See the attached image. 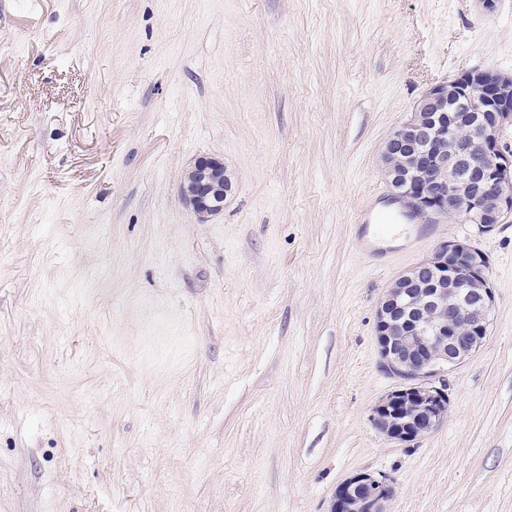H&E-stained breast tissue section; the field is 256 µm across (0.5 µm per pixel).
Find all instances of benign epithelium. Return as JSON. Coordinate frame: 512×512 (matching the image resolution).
Returning a JSON list of instances; mask_svg holds the SVG:
<instances>
[{
	"mask_svg": "<svg viewBox=\"0 0 512 512\" xmlns=\"http://www.w3.org/2000/svg\"><path fill=\"white\" fill-rule=\"evenodd\" d=\"M463 93L477 108L459 136L452 102ZM511 126V74L471 70L431 87L385 143L392 195L414 217L434 222L454 212L483 233L493 231L512 218V153L502 145ZM231 191L224 162L213 157L196 158L179 186L201 223L223 211ZM493 305L484 254L467 241H442L430 258L394 280L376 309L379 366L397 380L372 409L381 433L406 443L443 423L445 374L480 348ZM392 495L385 477L358 473L337 487L332 512H385Z\"/></svg>",
	"mask_w": 512,
	"mask_h": 512,
	"instance_id": "1",
	"label": "benign epithelium"
}]
</instances>
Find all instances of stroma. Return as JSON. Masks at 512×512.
Here are the masks:
<instances>
[{
  "instance_id": "stroma-1",
  "label": "stroma",
  "mask_w": 512,
  "mask_h": 512,
  "mask_svg": "<svg viewBox=\"0 0 512 512\" xmlns=\"http://www.w3.org/2000/svg\"><path fill=\"white\" fill-rule=\"evenodd\" d=\"M512 75V0H0V512H512V221L361 224L433 85ZM233 191L206 223L190 161ZM489 258L441 426L388 439L375 312ZM231 191L232 182L223 160L213 157L196 158L179 186L180 198L201 223L223 211L224 200ZM393 492L385 477L358 473L337 487L332 512H385Z\"/></svg>"
}]
</instances>
